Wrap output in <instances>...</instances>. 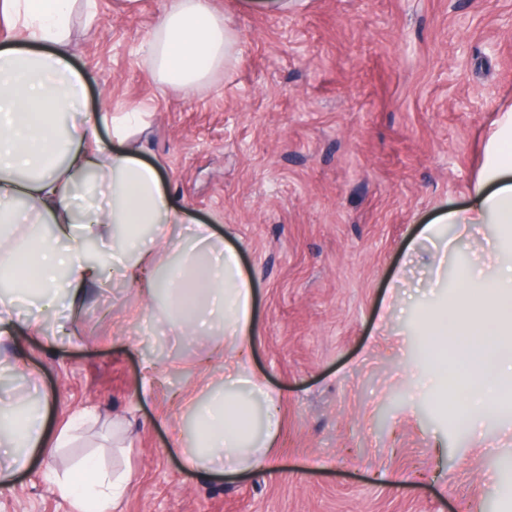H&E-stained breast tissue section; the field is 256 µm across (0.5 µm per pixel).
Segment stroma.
Returning <instances> with one entry per match:
<instances>
[{"label": "stroma", "instance_id": "obj_1", "mask_svg": "<svg viewBox=\"0 0 512 512\" xmlns=\"http://www.w3.org/2000/svg\"><path fill=\"white\" fill-rule=\"evenodd\" d=\"M165 5L97 0L94 27L74 17L71 60L90 110L146 112L143 160L241 254L252 367L282 396L271 464L184 468V401L223 376L233 346L215 357L219 337L170 335L139 287L115 281L90 289L73 333L53 321L0 343V366L26 365L7 393L47 401L50 434L90 414L51 461L0 487V512H75L51 476L88 457L131 473L115 512H512V405L470 427L457 395L415 384L424 339L403 309L434 259L416 234L471 205L493 123L512 109V0H212L238 39L188 92L146 53ZM507 239L482 225L449 254V278L493 273Z\"/></svg>", "mask_w": 512, "mask_h": 512}]
</instances>
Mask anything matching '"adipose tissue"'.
I'll list each match as a JSON object with an SVG mask.
<instances>
[{
    "label": "adipose tissue",
    "mask_w": 512,
    "mask_h": 512,
    "mask_svg": "<svg viewBox=\"0 0 512 512\" xmlns=\"http://www.w3.org/2000/svg\"><path fill=\"white\" fill-rule=\"evenodd\" d=\"M79 6L86 26H93L95 0H0V15L13 28L0 46V282L12 285L0 295V339L41 335L62 306L77 318L88 288L114 279L146 285L171 331L227 337L236 351L233 376L208 385L204 401L191 409L193 431L181 448L185 467L260 469L279 420L269 409L274 397L248 357L256 326L251 278L238 250L218 246L210 225L190 223L168 198L157 168L141 159L134 139L144 125L141 113L85 111V82L69 53ZM231 39L211 0H169L149 46L154 71L175 89H193L224 61ZM102 126L111 128L117 148L102 145ZM476 224L512 229L511 112L497 122L472 205L443 212L417 239L439 238L448 249L444 226L464 237ZM159 239L174 254L163 265L155 255ZM32 294L35 311L18 318L16 303ZM458 296L456 315L435 301L418 313L424 335L472 340L466 367L476 388L466 405L471 422L485 407L480 389L512 388V244L499 246L493 277L464 270ZM81 427L77 421L49 437L45 403L19 410L0 398V451L9 459L0 479L27 467L33 455L51 458ZM129 485V474L90 463L56 481L77 512L118 503Z\"/></svg>",
    "instance_id": "ef3b65f1"
}]
</instances>
